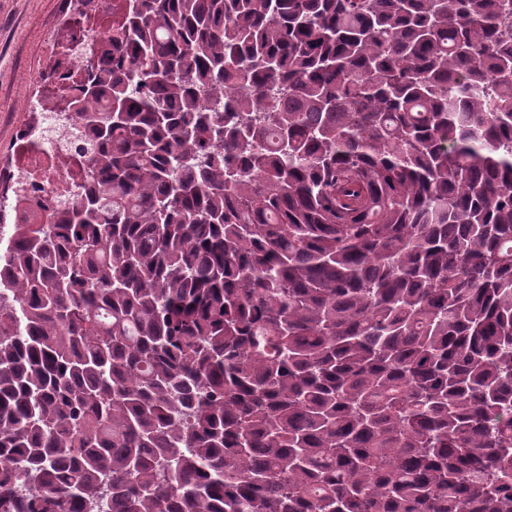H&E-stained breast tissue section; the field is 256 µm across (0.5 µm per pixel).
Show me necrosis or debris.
<instances>
[{"mask_svg": "<svg viewBox=\"0 0 512 512\" xmlns=\"http://www.w3.org/2000/svg\"><path fill=\"white\" fill-rule=\"evenodd\" d=\"M102 33L90 26H80L74 32L70 50L59 56L55 72L46 82L42 100L29 102L34 111H50L49 132L22 129L18 134L17 157L12 164L9 183L15 195L25 197L34 206L50 211L69 205L76 198L84 177V159L74 150L75 138L64 113L56 111L58 88L74 80V57L85 47L99 43Z\"/></svg>", "mask_w": 512, "mask_h": 512, "instance_id": "1", "label": "necrosis or debris"}]
</instances>
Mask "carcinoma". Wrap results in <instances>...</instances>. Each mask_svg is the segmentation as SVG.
<instances>
[{"label":"carcinoma","instance_id":"cac0c4a2","mask_svg":"<svg viewBox=\"0 0 512 512\" xmlns=\"http://www.w3.org/2000/svg\"><path fill=\"white\" fill-rule=\"evenodd\" d=\"M112 2L0 512H512V0Z\"/></svg>","mask_w":512,"mask_h":512}]
</instances>
